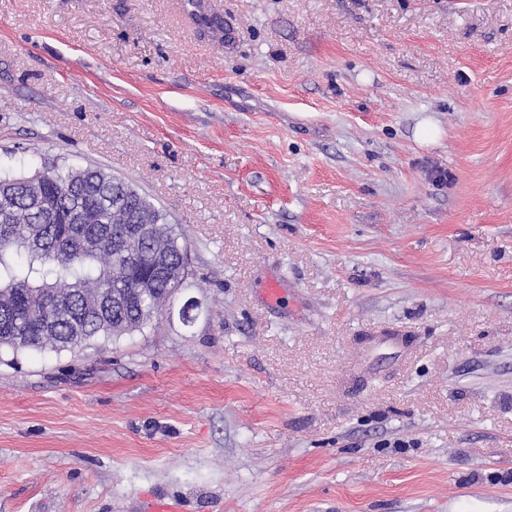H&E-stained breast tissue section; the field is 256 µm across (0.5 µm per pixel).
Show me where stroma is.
I'll use <instances>...</instances> for the list:
<instances>
[{
	"instance_id": "obj_1",
	"label": "stroma",
	"mask_w": 512,
	"mask_h": 512,
	"mask_svg": "<svg viewBox=\"0 0 512 512\" xmlns=\"http://www.w3.org/2000/svg\"><path fill=\"white\" fill-rule=\"evenodd\" d=\"M193 2L0 0V171L135 185L199 305L0 351V512H512V0Z\"/></svg>"
}]
</instances>
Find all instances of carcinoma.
<instances>
[{
  "mask_svg": "<svg viewBox=\"0 0 512 512\" xmlns=\"http://www.w3.org/2000/svg\"><path fill=\"white\" fill-rule=\"evenodd\" d=\"M123 224H151L150 237L112 247ZM0 316L9 312L18 339L1 338L15 352L75 349L98 337L141 329L172 298L164 284L135 293L127 268L152 247L179 260V237L166 213L131 184L98 167L53 161L31 174L0 173ZM70 237L65 249L44 246L46 235ZM100 241L81 248V238ZM123 288L134 300L120 315L99 314L85 304L100 292Z\"/></svg>",
  "mask_w": 512,
  "mask_h": 512,
  "instance_id": "cac0c4a2",
  "label": "carcinoma"
}]
</instances>
